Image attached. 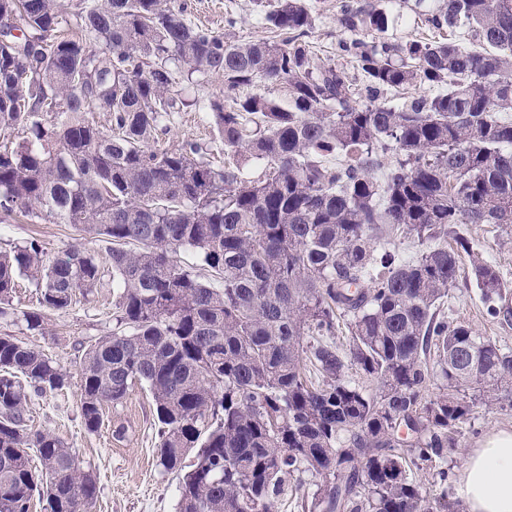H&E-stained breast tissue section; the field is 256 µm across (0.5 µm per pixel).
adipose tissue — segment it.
<instances>
[{
  "mask_svg": "<svg viewBox=\"0 0 512 512\" xmlns=\"http://www.w3.org/2000/svg\"><path fill=\"white\" fill-rule=\"evenodd\" d=\"M459 494L467 512H512V431H499L472 449Z\"/></svg>",
  "mask_w": 512,
  "mask_h": 512,
  "instance_id": "obj_1",
  "label": "adipose tissue"
}]
</instances>
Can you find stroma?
Returning <instances> with one entry per match:
<instances>
[{"instance_id":"35a3bbf8","label":"stroma","mask_w":512,"mask_h":512,"mask_svg":"<svg viewBox=\"0 0 512 512\" xmlns=\"http://www.w3.org/2000/svg\"><path fill=\"white\" fill-rule=\"evenodd\" d=\"M187 18L220 32L225 15L238 20L235 34L245 41H263L270 33L258 20L254 0H182ZM317 14L311 38L314 57L326 58L336 51L338 40L346 32L337 22L336 0H309ZM366 4L386 9L390 40L405 43L426 36L422 10L413 0H365ZM193 140L205 150L209 160H224V145L204 113L187 108L176 113L168 130L158 131L156 144L161 148ZM462 233L478 244L485 259L500 272L506 288L512 289V237L492 224H465ZM39 239L51 252L86 247L106 254L108 242L78 231L69 224H54L18 214L0 212V250H8ZM102 278L96 290L80 299L67 312L51 315L43 330H28L25 324L0 319V335H13L30 347L56 359L67 379L62 388L32 396L29 425L49 432L75 449L82 471L91 473L98 486L93 512H175L178 499L177 474L164 472L156 457L157 428L152 400L141 386H134L123 402L108 407L104 424L96 433H88L81 421L80 398L81 344L111 333L112 269L101 266ZM450 320L469 325L480 336L488 337L512 350V323L491 319L468 273H460L455 288L448 292L442 307ZM124 426L123 438H116L117 426ZM512 431V406H477L470 423L460 427L459 446L449 456L447 467L451 483H458L466 458L487 435Z\"/></svg>"}]
</instances>
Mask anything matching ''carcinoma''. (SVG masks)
Segmentation results:
<instances>
[{
  "label": "carcinoma",
  "instance_id": "1",
  "mask_svg": "<svg viewBox=\"0 0 512 512\" xmlns=\"http://www.w3.org/2000/svg\"><path fill=\"white\" fill-rule=\"evenodd\" d=\"M257 3L270 41L238 39L231 15L223 33L193 25L177 0H0V24L21 32L0 38V210L112 244L115 328L81 345L84 426L146 387L159 465L181 474L176 512H277L306 474L320 477L313 510L460 512L412 474L448 486L472 408L512 398V351L441 313L465 254L488 315L512 321L498 270L459 230L512 235V0H442L426 22L467 41L405 44L381 36L385 12L339 0L350 35L318 61L307 0ZM200 76L222 91L179 96ZM258 82L284 97L245 92ZM416 87L430 92L391 98ZM184 107L210 114L224 167L194 142L153 146ZM402 234L425 249L404 256ZM100 268L93 250L37 239L0 251V317L40 330ZM19 278L38 308L14 306ZM65 380L0 335V512L36 495L46 512H92L76 451L27 424L28 389Z\"/></svg>",
  "mask_w": 512,
  "mask_h": 512
}]
</instances>
